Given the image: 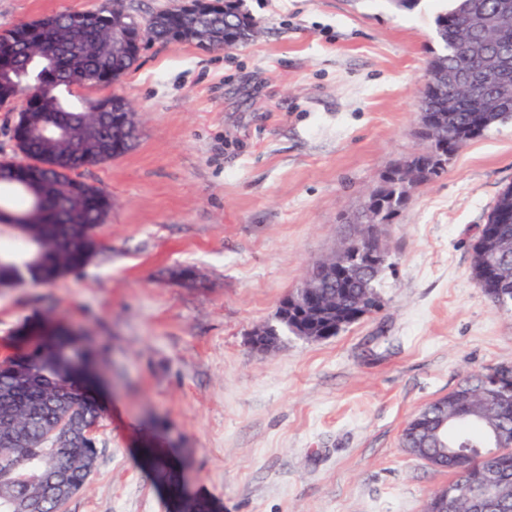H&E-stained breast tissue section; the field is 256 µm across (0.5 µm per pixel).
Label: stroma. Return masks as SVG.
Here are the masks:
<instances>
[{"mask_svg": "<svg viewBox=\"0 0 512 512\" xmlns=\"http://www.w3.org/2000/svg\"><path fill=\"white\" fill-rule=\"evenodd\" d=\"M102 0H0V32ZM257 35L230 51L147 44L109 87L139 138L85 173L112 208L100 253L50 285L0 288V355L48 316L104 349L101 453L66 512H179L145 459L185 466L211 512H424L451 476L400 446L426 403L470 372L512 368V312L478 287L472 245L512 185V121L415 190L381 242V307L326 340L252 332L382 174L423 147L413 133L436 0H243Z\"/></svg>", "mask_w": 512, "mask_h": 512, "instance_id": "stroma-1", "label": "stroma"}]
</instances>
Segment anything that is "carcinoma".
Wrapping results in <instances>:
<instances>
[{"label":"carcinoma","mask_w":512,"mask_h":512,"mask_svg":"<svg viewBox=\"0 0 512 512\" xmlns=\"http://www.w3.org/2000/svg\"><path fill=\"white\" fill-rule=\"evenodd\" d=\"M239 4L240 0H224V11L211 19L216 33L227 37L229 49L239 45L234 40L236 25H255ZM503 4L504 0H453L451 8L435 15L436 48L426 66L435 83L420 93V119L427 130L420 131L419 138L427 148L419 158L439 150L451 156L471 141L472 128L484 135L512 121V98L497 102L492 88L476 98L462 90L457 100H448V73L469 76L482 69L488 58L512 57V27L486 31L464 27L467 19L491 14ZM119 12L117 0H108L92 11L100 23L97 29L75 27L79 12H59L0 33V57L11 69L25 74L24 87L36 92L20 110L14 132L17 149L33 161L29 172L40 180L43 193L41 206L32 208L31 200L12 184L11 162L0 161V187L14 194V211L3 219L10 221L16 214L28 218L22 224L24 233L10 242L0 238V252H10L24 262L26 274L3 268L0 284L20 278L49 284L84 268L97 253L96 229L104 223L112 202L100 187L78 179V171L127 153L138 140L139 129L132 112L103 111L101 99L65 101L56 89L109 86L133 68L139 55L112 49L108 23ZM126 21L132 29L144 25L147 43L174 42L178 30L193 24L191 18L167 9H155L140 18L128 13ZM35 44L55 55L49 80L42 78L43 59L31 50ZM43 120L72 121L79 128L96 125L99 142L76 149L52 147L30 134L29 126ZM444 172L439 160L423 170L412 168L408 161L389 168L364 198L372 213L371 223H392L414 189L432 183ZM506 222L512 225V185L499 193L483 224L486 238L492 239ZM383 274L362 264L356 280L338 278L314 293L338 303L337 321L345 328L355 323L350 313L357 302L369 305L373 312L380 308L378 288ZM98 357L84 337L51 320L26 324L16 332L0 360V432H21L27 444L20 448L0 442V512H21L23 502L37 496L41 485L50 480L65 484L68 494L47 502L45 512H62L84 487L99 458V439L86 435L85 428L101 419L84 368L96 365ZM497 372L494 368L473 374L455 388L457 393L471 391L474 397L468 403L448 401V430L438 429L441 408L437 399L423 406L401 434L402 447L438 456L436 466L452 475L450 490L482 483L490 471L512 477V408L482 395L486 380ZM497 436L500 448L495 445ZM150 459L171 495L181 498L178 470L162 454L152 452Z\"/></svg>","instance_id":"cac0c4a2"}]
</instances>
